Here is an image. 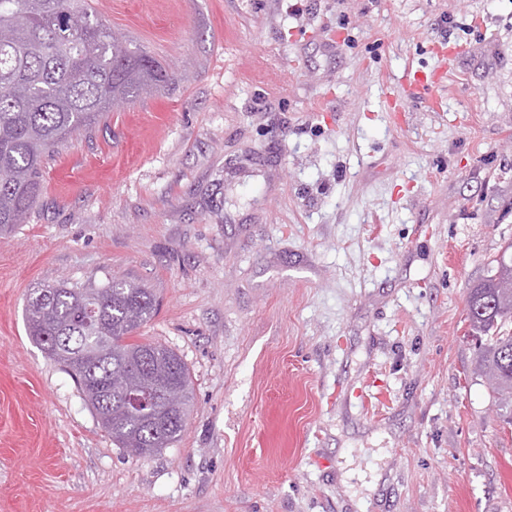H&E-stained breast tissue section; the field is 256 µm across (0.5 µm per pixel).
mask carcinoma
Here are the masks:
<instances>
[{
    "label": "carcinoma",
    "instance_id": "cac0c4a2",
    "mask_svg": "<svg viewBox=\"0 0 512 512\" xmlns=\"http://www.w3.org/2000/svg\"><path fill=\"white\" fill-rule=\"evenodd\" d=\"M163 62L108 28L94 0H0V236L26 223L41 195L45 163L62 143L89 133L113 102L174 84ZM512 303L509 287L470 289L466 320L482 338L475 371L488 377L504 422L512 424ZM156 311L152 289L127 281L97 288L68 281L34 288L26 328L47 358L72 374L112 443L134 456L179 440L192 405L185 362L161 344L132 336ZM148 378L182 388L155 418L124 411L126 387Z\"/></svg>",
    "mask_w": 512,
    "mask_h": 512
}]
</instances>
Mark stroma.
<instances>
[{
    "label": "stroma",
    "mask_w": 512,
    "mask_h": 512,
    "mask_svg": "<svg viewBox=\"0 0 512 512\" xmlns=\"http://www.w3.org/2000/svg\"><path fill=\"white\" fill-rule=\"evenodd\" d=\"M184 72L60 145L0 238V512H512L464 315L512 243V0H106ZM441 69L438 111L409 66ZM153 289L180 438L116 448L30 291Z\"/></svg>",
    "instance_id": "35a3bbf8"
}]
</instances>
